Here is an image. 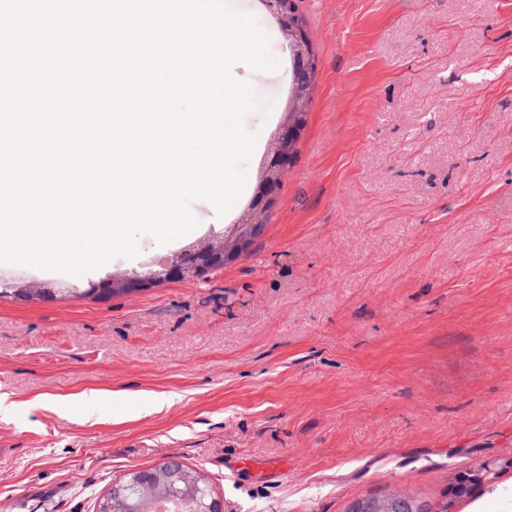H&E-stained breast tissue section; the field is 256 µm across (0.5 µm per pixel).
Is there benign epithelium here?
Listing matches in <instances>:
<instances>
[{"label": "benign epithelium", "instance_id": "benign-epithelium-1", "mask_svg": "<svg viewBox=\"0 0 512 512\" xmlns=\"http://www.w3.org/2000/svg\"><path fill=\"white\" fill-rule=\"evenodd\" d=\"M264 4L276 17L279 25L294 39L295 52L292 63V88L290 111L301 112L308 101L312 82V70L306 52L301 48L302 35L298 27L297 13L292 0H264ZM298 135L296 120L288 119L278 129L277 137L285 146L292 148ZM288 164V153H283L266 162L265 172L258 191L248 207L246 218L242 220L244 228L233 243L218 241L209 249L184 251L169 264L162 265L158 272L164 280H186L190 275H202L216 267H222L235 260L246 250L250 242L261 237L265 231L264 213L272 205L280 188L281 179ZM98 287L107 292L119 291L123 294H135L143 290L145 280L140 276L108 278Z\"/></svg>", "mask_w": 512, "mask_h": 512}]
</instances>
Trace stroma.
Wrapping results in <instances>:
<instances>
[{"label": "stroma", "instance_id": "35a3bbf8", "mask_svg": "<svg viewBox=\"0 0 512 512\" xmlns=\"http://www.w3.org/2000/svg\"><path fill=\"white\" fill-rule=\"evenodd\" d=\"M238 65L270 113L230 213L192 206L207 242L253 198L286 117L292 50ZM316 59L296 156L264 235L208 280L134 295L0 299V512H96L173 457L224 512H345L406 493L433 512L512 477V0H301ZM184 239L86 283L143 273ZM110 392L93 418L76 397ZM156 395L171 397L161 411Z\"/></svg>", "mask_w": 512, "mask_h": 512}]
</instances>
